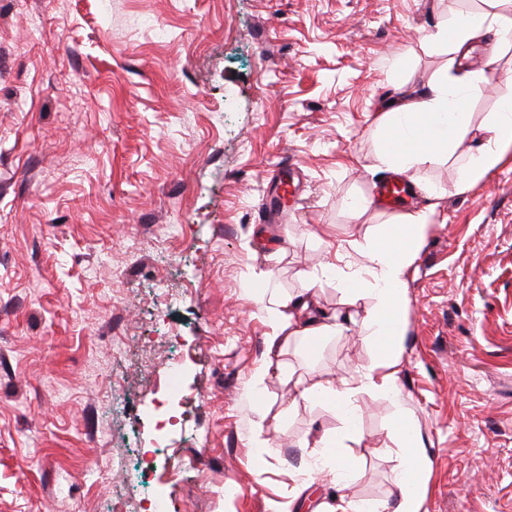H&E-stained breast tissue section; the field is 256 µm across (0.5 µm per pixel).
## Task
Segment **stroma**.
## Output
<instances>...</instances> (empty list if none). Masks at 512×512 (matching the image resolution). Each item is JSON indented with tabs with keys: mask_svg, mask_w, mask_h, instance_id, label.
<instances>
[{
	"mask_svg": "<svg viewBox=\"0 0 512 512\" xmlns=\"http://www.w3.org/2000/svg\"><path fill=\"white\" fill-rule=\"evenodd\" d=\"M485 0H0V512H329L330 477L300 442L343 430L296 381L356 379L372 345L350 328L268 364L258 276L281 296L320 278L330 242L364 244L446 189L409 266L397 384L421 432L424 512H512V159L458 192L512 78V47L470 62L458 160L413 169L396 209L354 215L377 185L379 112L448 51L429 30ZM299 176L263 212L272 173ZM180 358L178 426L161 431ZM347 442L346 494L390 497L395 406L370 390ZM267 410L254 443L253 406Z\"/></svg>",
	"mask_w": 512,
	"mask_h": 512,
	"instance_id": "obj_1",
	"label": "stroma"
}]
</instances>
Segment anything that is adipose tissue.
Instances as JSON below:
<instances>
[{"mask_svg": "<svg viewBox=\"0 0 512 512\" xmlns=\"http://www.w3.org/2000/svg\"><path fill=\"white\" fill-rule=\"evenodd\" d=\"M506 20L503 13L478 10L436 27L429 41L447 47L448 63L423 89L397 99L377 118L374 133L378 139V170L404 175L412 168L454 155L468 132L467 106L485 89L483 72L466 69L465 63L474 41L482 36H491V52L499 54L507 42ZM496 94L497 110L484 126L483 142L468 154L456 183L457 191H465L494 173L512 153V80L501 84ZM435 214L431 207L410 215L407 221L383 225L378 242L356 247V260L346 266L326 262V271L335 275L346 294L373 298V305L361 319L360 330L372 344L374 356L362 367L357 383L342 378L300 383L296 386V401L306 405L327 402L351 426L361 415L354 404L357 389L396 395V367L402 357L409 309L405 273L421 250ZM272 281L269 273L261 278L260 299L265 303L270 328L269 351L282 352L293 339L309 343L338 332L336 316L327 315L319 306L318 278H308L303 292L288 300L276 295ZM393 432L400 441L393 497L364 505L342 493L336 512H422L427 494L423 475L428 461L419 451L418 430L405 413L399 412ZM341 444V437L315 431L303 442L304 447L313 449L316 464L327 468L340 486L354 468L352 460L341 452Z\"/></svg>", "mask_w": 512, "mask_h": 512, "instance_id": "1", "label": "adipose tissue"}]
</instances>
